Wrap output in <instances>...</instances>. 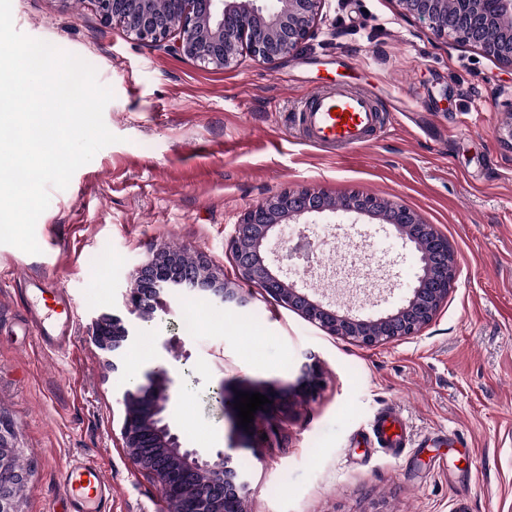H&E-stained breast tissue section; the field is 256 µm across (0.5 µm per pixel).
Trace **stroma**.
Returning a JSON list of instances; mask_svg holds the SVG:
<instances>
[{
	"label": "stroma",
	"instance_id": "35a3bbf8",
	"mask_svg": "<svg viewBox=\"0 0 512 512\" xmlns=\"http://www.w3.org/2000/svg\"><path fill=\"white\" fill-rule=\"evenodd\" d=\"M15 28L75 54L113 93L103 119L116 143L51 189L32 255L0 244V421L30 472L21 512H60V473L74 461L112 484L108 512H166L156 484L124 447L120 390L165 365L177 380L171 420L185 447L230 448L250 477L247 512H512V70L448 46L403 19L395 0H327L314 36L275 66L240 56L204 69L105 24L91 0H12ZM372 93L378 137L353 153L304 143L289 114L317 90ZM294 187L363 193L406 205L447 236L459 262L419 335L364 348L333 336L259 288L231 310L196 295L170 300L112 372L91 341L93 318L125 315L133 269L152 251L204 260L228 282L226 242L246 209ZM295 232L319 240L301 285L365 316L396 309L419 255L365 216L312 215ZM66 291V345L36 339L21 278ZM196 307L202 326L184 335ZM170 340V351L160 344ZM320 363L315 399L264 413L257 441L224 416L220 385L294 383ZM406 419L398 453L368 440L384 408Z\"/></svg>",
	"mask_w": 512,
	"mask_h": 512
}]
</instances>
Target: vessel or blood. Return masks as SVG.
Masks as SVG:
<instances>
[{
	"label": "vessel or blood",
	"instance_id": "b4317fda",
	"mask_svg": "<svg viewBox=\"0 0 512 512\" xmlns=\"http://www.w3.org/2000/svg\"><path fill=\"white\" fill-rule=\"evenodd\" d=\"M292 118L306 142L344 153L367 145L383 126V113L374 97L367 92L347 89L320 90L305 96L294 106ZM35 308L39 314L36 331L40 341L53 344L64 340L72 316L71 302L65 292L59 288L47 289ZM374 434L379 447L405 445L396 415H387ZM62 480L65 512H105L111 485L98 466L69 465Z\"/></svg>",
	"mask_w": 512,
	"mask_h": 512
}]
</instances>
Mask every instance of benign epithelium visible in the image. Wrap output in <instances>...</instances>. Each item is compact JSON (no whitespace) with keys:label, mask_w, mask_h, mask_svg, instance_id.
<instances>
[{"label":"benign epithelium","mask_w":512,"mask_h":512,"mask_svg":"<svg viewBox=\"0 0 512 512\" xmlns=\"http://www.w3.org/2000/svg\"><path fill=\"white\" fill-rule=\"evenodd\" d=\"M108 25L122 27L134 41L164 45L203 68L223 70L246 53L253 60L274 65L309 40L326 0H92ZM401 17L427 25L436 39L480 50L512 69V0H396ZM356 214L386 225L396 238L420 254V271L403 303L377 317L340 311L313 298L298 285L283 263L288 251L290 224L306 215ZM237 278L260 288L276 302L299 312L331 335L353 340L362 347L419 335L429 326L455 280L458 261L448 238L427 224L413 209L382 202L373 195L353 193L332 197L306 188H287L248 209L227 242ZM200 293L212 301L240 305L246 294L220 281L202 261L188 262L174 252L156 254L132 274L124 306L141 321L153 319L167 307L165 296ZM93 339L108 354L112 370L119 369L122 349L136 340L119 315L93 321ZM174 379L156 366L145 382L123 391L121 439L137 468L162 489L169 512H246L248 475L234 464L233 449L202 453L184 448L169 418ZM322 384L318 362L300 369L294 392L313 396ZM12 476L0 484V512H20L19 499L28 472L19 461V449L4 443L0 426V475ZM207 474L210 481L198 485Z\"/></svg>","instance_id":"obj_1"}]
</instances>
